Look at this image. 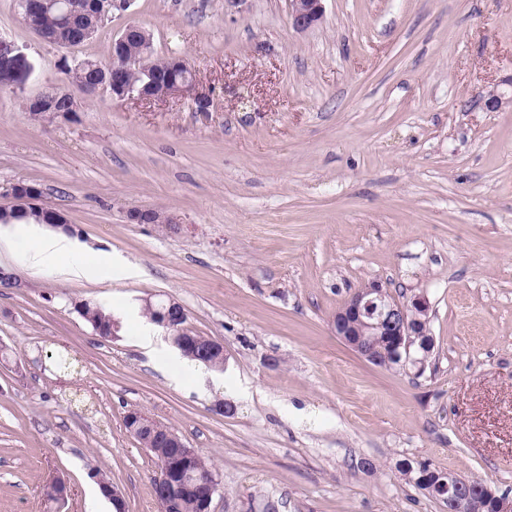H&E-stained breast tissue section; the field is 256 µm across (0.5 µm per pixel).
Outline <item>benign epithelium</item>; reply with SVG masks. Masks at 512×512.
<instances>
[{"mask_svg": "<svg viewBox=\"0 0 512 512\" xmlns=\"http://www.w3.org/2000/svg\"><path fill=\"white\" fill-rule=\"evenodd\" d=\"M288 14L292 27L304 31L321 23L324 17L323 0H289ZM138 28L136 24L128 25L122 33L112 41V65L101 70L108 75L112 82V98L117 100H165L169 97L188 95L194 98L196 111L207 113L210 111L212 99L210 95L197 91L196 73L183 56L176 59V69L182 74L168 77L164 81L154 84L155 96L146 95L141 89L127 86L122 81L124 72L138 62L139 56L129 49L128 34ZM28 75L23 69L20 60L11 55V49L0 42V84L7 81L21 80ZM47 97L39 94L30 104L29 110L35 112L34 120H39L38 112L49 111L50 118L58 119L76 111L74 98H64L56 101L51 108H46ZM8 195L14 204L8 208L0 207V224L12 223V211L34 207L42 211L43 222L52 229H59L66 233L72 232V225L67 217L52 208L37 204L36 192L24 183H17L10 187ZM25 287L22 278L13 271L0 268V288L19 290ZM429 304L425 297H414L409 301L401 302L379 282L355 291L342 307L336 312L333 319V329L336 336L354 351L371 362L379 361L377 344L385 345L393 357L406 355L404 364H411L424 369V360L411 354L412 337L422 335L421 325L426 323ZM162 326L170 335L173 344L181 349L192 350L200 357L224 356V346L209 337L192 336L182 325L187 318L185 309L177 302H168L163 312ZM128 421L132 425L127 432L136 437L139 431L150 429L160 436L164 443H170L181 449L180 458L188 459L195 454V449L187 447L179 436L170 431L166 424L158 422L140 410L127 412ZM458 476L448 474V488L452 489L449 498V512H466L469 499L460 483ZM157 492L155 497L160 505L161 512H172L177 501L176 489L171 485L169 473L165 472L156 480ZM493 504V512H512V498L498 495L490 487L481 485Z\"/></svg>", "mask_w": 512, "mask_h": 512, "instance_id": "benign-epithelium-1", "label": "benign epithelium"}]
</instances>
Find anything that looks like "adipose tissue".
I'll use <instances>...</instances> for the list:
<instances>
[{"instance_id":"1","label":"adipose tissue","mask_w":512,"mask_h":512,"mask_svg":"<svg viewBox=\"0 0 512 512\" xmlns=\"http://www.w3.org/2000/svg\"><path fill=\"white\" fill-rule=\"evenodd\" d=\"M22 256L30 269L55 266L63 276L74 280H89L97 273L95 259L73 251L61 233L49 234L25 245Z\"/></svg>"}]
</instances>
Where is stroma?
<instances>
[{"label": "stroma", "mask_w": 512, "mask_h": 512, "mask_svg": "<svg viewBox=\"0 0 512 512\" xmlns=\"http://www.w3.org/2000/svg\"><path fill=\"white\" fill-rule=\"evenodd\" d=\"M324 8L299 32L288 0H135L61 49L0 0V41L29 70L0 86V206L7 185L39 186L101 262L81 282L22 269L17 241L45 226H0V267L26 283L0 288V512H108L95 469L125 512H160L132 409L209 460L214 512H448L404 459L512 496V103L485 106L512 91V0ZM131 23L186 56L209 115L188 96L77 89L75 120L30 118L64 60H108ZM132 208L180 228L130 223ZM374 281L428 299L424 370L376 366L334 334ZM83 299L117 336L74 311ZM147 299L180 303L189 332L223 344V385L206 368L170 384L137 344ZM57 477L62 502L45 494ZM76 312L100 336L109 338L112 337V332L114 335L115 321L112 322V313L102 305L94 301H81L80 308H76Z\"/></svg>", "instance_id": "35a3bbf8"}]
</instances>
